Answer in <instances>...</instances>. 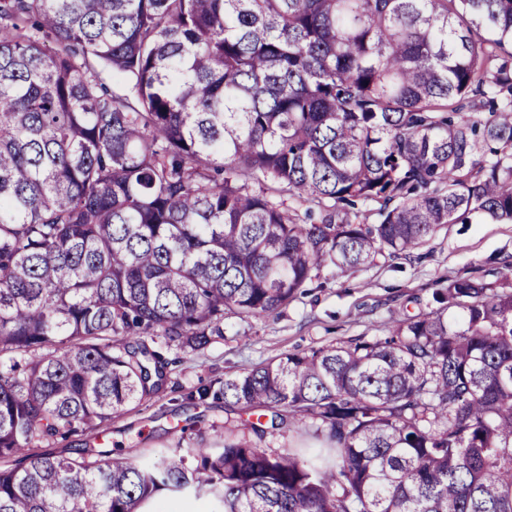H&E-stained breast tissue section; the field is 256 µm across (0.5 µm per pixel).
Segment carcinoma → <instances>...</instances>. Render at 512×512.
<instances>
[{
    "label": "carcinoma",
    "mask_w": 512,
    "mask_h": 512,
    "mask_svg": "<svg viewBox=\"0 0 512 512\" xmlns=\"http://www.w3.org/2000/svg\"><path fill=\"white\" fill-rule=\"evenodd\" d=\"M474 219L512 222V0H0V512H512V263L225 378L213 448L39 450L158 394L155 337ZM257 443L261 448L271 449L277 452H288V448H322V443L310 435L296 434L288 437V431L276 430L268 434L264 441ZM270 448H269V447ZM172 496L167 494H161L156 496L151 501L144 504L141 510L146 512H156L165 510L167 507L169 510H190V512H205L209 510L211 504L206 500H195V499H182L172 501Z\"/></svg>",
    "instance_id": "obj_1"
}]
</instances>
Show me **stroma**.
Returning <instances> with one entry per match:
<instances>
[{
	"instance_id": "obj_1",
	"label": "stroma",
	"mask_w": 512,
	"mask_h": 512,
	"mask_svg": "<svg viewBox=\"0 0 512 512\" xmlns=\"http://www.w3.org/2000/svg\"><path fill=\"white\" fill-rule=\"evenodd\" d=\"M512 261V223L450 224L428 237L409 257H378L369 267L339 273L323 270L318 280L287 307L241 321L224 317V335L187 356L175 358L167 385L152 399L115 414L100 440L114 452L138 461L160 448H209L233 415L223 400L197 405L198 432L182 433L185 395L218 389L224 378L288 353L307 352L360 336H387L404 315L429 311L433 294L458 277L496 281L504 261Z\"/></svg>"
}]
</instances>
